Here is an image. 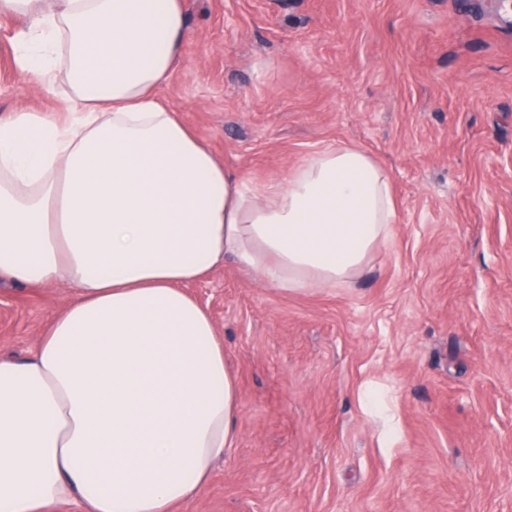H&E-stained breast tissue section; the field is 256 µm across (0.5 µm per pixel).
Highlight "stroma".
I'll return each instance as SVG.
<instances>
[{"mask_svg": "<svg viewBox=\"0 0 512 512\" xmlns=\"http://www.w3.org/2000/svg\"><path fill=\"white\" fill-rule=\"evenodd\" d=\"M506 0H182L160 96L232 171L317 151L391 175L393 235L364 272L283 295L225 262L188 290L238 378L237 440L173 512H512V8ZM0 113L64 112L17 71ZM72 300L0 282V352Z\"/></svg>", "mask_w": 512, "mask_h": 512, "instance_id": "stroma-1", "label": "stroma"}]
</instances>
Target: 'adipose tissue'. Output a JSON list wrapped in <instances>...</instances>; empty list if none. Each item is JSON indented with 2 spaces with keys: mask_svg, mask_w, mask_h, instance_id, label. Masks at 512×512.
<instances>
[{
  "mask_svg": "<svg viewBox=\"0 0 512 512\" xmlns=\"http://www.w3.org/2000/svg\"><path fill=\"white\" fill-rule=\"evenodd\" d=\"M21 75L70 106L0 115V280L74 298L0 354V512H172L235 445L236 376L186 290L231 259L288 295L358 277L390 240L388 172L325 148L251 185L158 96L181 0H0Z\"/></svg>",
  "mask_w": 512,
  "mask_h": 512,
  "instance_id": "obj_1",
  "label": "adipose tissue"
}]
</instances>
